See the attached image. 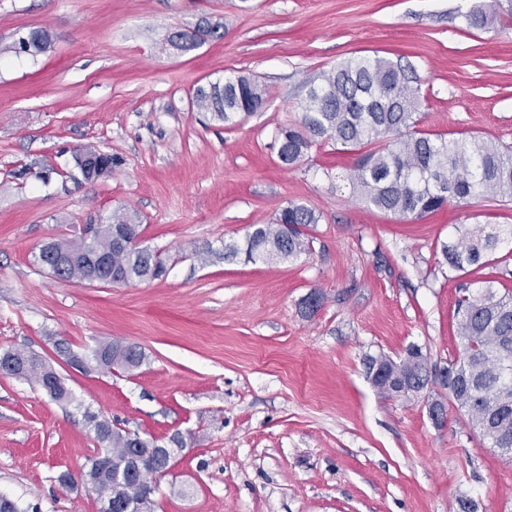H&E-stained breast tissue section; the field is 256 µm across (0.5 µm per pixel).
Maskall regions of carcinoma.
Returning a JSON list of instances; mask_svg holds the SVG:
<instances>
[{
	"mask_svg": "<svg viewBox=\"0 0 512 512\" xmlns=\"http://www.w3.org/2000/svg\"><path fill=\"white\" fill-rule=\"evenodd\" d=\"M409 66L379 56H360L337 64L311 84L297 121L275 129L272 138L282 161L297 164L319 142L341 146L358 153L347 182L367 205L403 218L420 220L451 201L485 197L503 202L512 199V149L491 141H448L440 134L416 129L414 118L418 88ZM265 103L264 91L245 75L230 76L224 83H211L196 91L197 110L226 125L236 123L238 114L252 113ZM320 215L302 203L290 202L271 224H258L241 244L224 245V259L270 263L295 259L311 251L313 238L308 228ZM140 237V225L129 216L112 214L108 223L96 226L93 249L112 254V264L99 267L84 263L62 270L59 262L44 265L62 281L78 279L89 283L159 279L165 263L160 254L143 247H127L123 241ZM506 241L512 242V224H486L458 235L443 247L448 267L463 271L483 270L487 253ZM497 278L487 273L485 286L468 293L456 304V333L459 353L448 360V369L460 371L461 384L448 391L449 401L465 412L474 429L503 455L512 456V290L499 292ZM389 372H401L423 383L429 374L428 356L418 362L395 361L381 354ZM14 376L43 386L54 379L45 393L54 401L77 404L72 391L52 366L35 354L14 352ZM144 354L133 344L103 340L84 362L98 368L130 372L139 368ZM84 418L109 456L110 467L100 472L97 458L90 459L87 473L95 480L101 500L123 504L122 512H141L140 484L131 478L117 482L130 466L131 449L143 444L161 445L156 438L122 429L84 409Z\"/></svg>",
	"mask_w": 512,
	"mask_h": 512,
	"instance_id": "cac0c4a2",
	"label": "carcinoma"
}]
</instances>
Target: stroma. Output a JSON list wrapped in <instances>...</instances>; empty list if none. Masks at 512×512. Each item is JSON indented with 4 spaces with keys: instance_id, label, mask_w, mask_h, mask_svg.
<instances>
[{
    "instance_id": "stroma-1",
    "label": "stroma",
    "mask_w": 512,
    "mask_h": 512,
    "mask_svg": "<svg viewBox=\"0 0 512 512\" xmlns=\"http://www.w3.org/2000/svg\"><path fill=\"white\" fill-rule=\"evenodd\" d=\"M492 25L466 27L472 7ZM223 38L186 53L168 33L201 19ZM43 28L37 57L10 44ZM379 54L412 66L421 130L512 147V0H0V351H33L78 400L64 407L0 375V493L22 512H98L62 487L100 445L82 409L144 437L180 435L155 512H512V460L467 416L444 427L425 395L386 396L363 360L458 352L455 304L478 275L441 248L512 202L477 197L419 221L370 208L346 177L355 155L312 147L294 167L273 145L308 84ZM253 76L263 107L210 120L198 87ZM81 148L111 153L110 178L79 177ZM316 208L309 254L251 264L224 246L288 202ZM141 226L163 279L61 282L34 261L113 212ZM324 297L315 313L303 303ZM142 348L132 373L71 368L55 348Z\"/></svg>"
}]
</instances>
